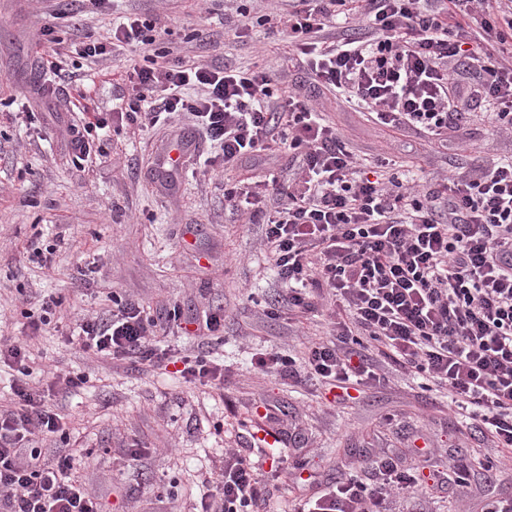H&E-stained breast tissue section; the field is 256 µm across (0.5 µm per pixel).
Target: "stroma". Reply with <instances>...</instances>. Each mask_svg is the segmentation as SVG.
<instances>
[{
  "label": "stroma",
  "mask_w": 512,
  "mask_h": 512,
  "mask_svg": "<svg viewBox=\"0 0 512 512\" xmlns=\"http://www.w3.org/2000/svg\"><path fill=\"white\" fill-rule=\"evenodd\" d=\"M58 4L0 0V335L29 333L27 315L39 310L35 296L61 299L34 343V374L40 380L56 371L88 375L89 388L61 406L70 419L71 446L96 451L81 472L96 494L108 503L124 497L127 512H145L153 491L174 479L177 512H196L201 482L223 464L225 449H239L269 471L271 458L257 457L251 444L259 426L279 436V455L305 463L310 473L305 482L291 476L267 486L274 512H289L295 497L358 474L359 460L378 448L405 461L427 448L436 461H457L469 472L467 482L439 491L435 469L427 467L423 491L396 496L393 512H481L486 501L512 496V468L493 470L490 437L459 416L444 392L425 387L376 344H366L364 353L379 381L347 397L316 381L252 366L258 352L303 361L309 341L330 333L317 311L267 315L282 285L260 246L263 227L238 223L224 208L225 185L269 172L288 180L287 158L270 153L205 175L166 166L173 150L185 159L215 150L189 122L142 130L113 114L112 79L139 58L124 46L104 57L67 60L87 92L86 106L107 122L106 131H93L82 167H74L68 131L83 115L48 81L42 59L51 48L39 41ZM236 8L235 0H115L108 9L56 23L65 42L88 34L108 42L122 17H160L172 30L164 45L175 56L268 67L282 86L314 92L348 150L422 170L430 180L507 149L478 119L441 142L376 124L332 92L311 90L268 28L225 39L223 17ZM35 238L52 247L49 266L34 256ZM114 292L143 301L155 315L178 305L188 323L223 310L224 342L210 350L224 364L223 385L186 384L169 369L100 361L73 348L66 336L77 316L106 307ZM262 401L276 406L274 418L256 414ZM135 443L142 454L133 459L128 450Z\"/></svg>",
  "instance_id": "obj_1"
}]
</instances>
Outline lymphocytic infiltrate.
Listing matches in <instances>:
<instances>
[{
    "label": "lymphocytic infiltrate",
    "mask_w": 512,
    "mask_h": 512,
    "mask_svg": "<svg viewBox=\"0 0 512 512\" xmlns=\"http://www.w3.org/2000/svg\"><path fill=\"white\" fill-rule=\"evenodd\" d=\"M275 23L312 84L364 106L382 124L440 140L465 129L485 107L496 136L512 141V0H284ZM365 37L331 39L341 24ZM159 19L130 17L113 40L147 47L169 34ZM262 66L188 67L147 53L120 77L115 111L139 127L191 119L229 169L279 149L295 175L286 187L266 176L224 190V205L264 227L263 250L285 286L280 309L312 311L335 298L345 315L337 341L309 347L300 373L341 390L378 375L347 347L363 336L386 355L446 389L470 409L498 448L512 451V153L483 159L437 186L374 174L324 122L315 100L274 93ZM106 314L77 319L69 337L79 351L113 362L165 366L202 385L224 379L208 356H177L158 346V322L119 294ZM29 337L0 336V360L15 373L0 408V512H103L77 474L82 455L46 462L39 441H68L59 395L84 388L83 374L31 382ZM260 369L295 376L291 357L267 353ZM370 480L350 478L300 500L292 512H384L389 497L420 485L416 469L386 453L370 461ZM200 512H259L265 499L254 466L236 449L202 482Z\"/></svg>",
    "instance_id": "1"
}]
</instances>
